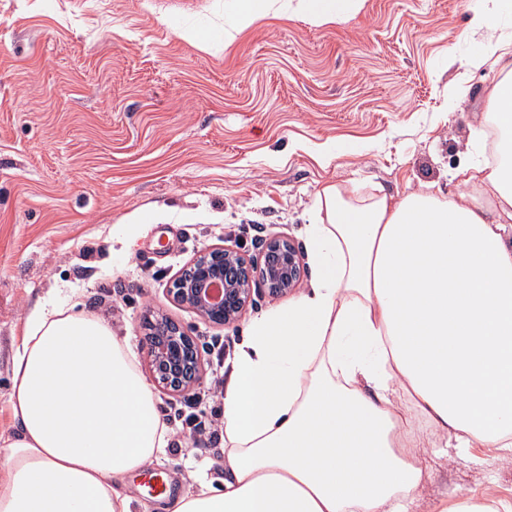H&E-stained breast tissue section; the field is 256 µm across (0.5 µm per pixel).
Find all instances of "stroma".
Masks as SVG:
<instances>
[{"label": "stroma", "instance_id": "obj_1", "mask_svg": "<svg viewBox=\"0 0 512 512\" xmlns=\"http://www.w3.org/2000/svg\"><path fill=\"white\" fill-rule=\"evenodd\" d=\"M474 0H366L347 22L266 18L224 44L234 0H0V439L14 431L13 357L46 300L104 317L158 409L186 404L229 374L249 323L308 291L306 232L316 191L345 183L405 193L485 161L495 74L468 60ZM205 35L209 52L181 37ZM468 94L452 111L451 88ZM292 240L306 265L272 295L259 282L233 324H212L169 293L177 273L221 244L260 262ZM192 336L202 368L191 390L154 383L148 321ZM224 340L223 356L210 351ZM223 443L165 452L175 495L218 482ZM411 512L461 495L512 497V464L491 448L428 454Z\"/></svg>", "mask_w": 512, "mask_h": 512}]
</instances>
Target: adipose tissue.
Here are the masks:
<instances>
[{
	"instance_id": "1",
	"label": "adipose tissue",
	"mask_w": 512,
	"mask_h": 512,
	"mask_svg": "<svg viewBox=\"0 0 512 512\" xmlns=\"http://www.w3.org/2000/svg\"><path fill=\"white\" fill-rule=\"evenodd\" d=\"M365 0H297L317 25ZM502 0H478L472 65L495 165L393 196L315 194L317 276L253 320L224 386V478L169 512H409L422 449L493 448L512 463V54ZM15 430L0 443V512H132L126 475L163 453L149 383L103 320L60 304L28 318L12 367ZM424 428L414 427L410 413Z\"/></svg>"
}]
</instances>
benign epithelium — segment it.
I'll use <instances>...</instances> for the list:
<instances>
[{
    "label": "benign epithelium",
    "instance_id": "benign-epithelium-1",
    "mask_svg": "<svg viewBox=\"0 0 512 512\" xmlns=\"http://www.w3.org/2000/svg\"><path fill=\"white\" fill-rule=\"evenodd\" d=\"M301 276V258L284 237L267 243L259 264L247 262L237 251L216 245L204 249L172 281L173 299L206 320L226 325L236 320L250 301L253 279L270 293L295 286ZM150 357L155 379L164 388L180 392L198 380L200 356L193 338L168 319L150 324Z\"/></svg>",
    "mask_w": 512,
    "mask_h": 512
}]
</instances>
